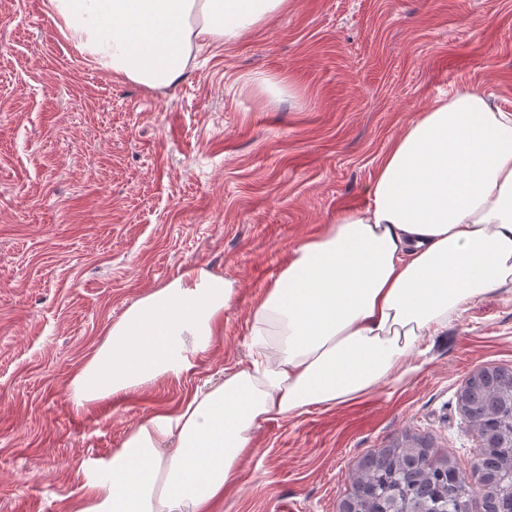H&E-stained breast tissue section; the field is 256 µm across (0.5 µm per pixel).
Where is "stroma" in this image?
Instances as JSON below:
<instances>
[{"label":"stroma","instance_id":"obj_1","mask_svg":"<svg viewBox=\"0 0 512 512\" xmlns=\"http://www.w3.org/2000/svg\"><path fill=\"white\" fill-rule=\"evenodd\" d=\"M512 110V0H291L149 90L80 56L43 0H0V512H68L79 466L248 359L297 243L365 208L381 158L441 95ZM234 281L196 367L76 409L71 379L135 301L199 270ZM359 400L263 424L218 512H342L369 455L421 437L469 472L467 379L512 369V287Z\"/></svg>","mask_w":512,"mask_h":512}]
</instances>
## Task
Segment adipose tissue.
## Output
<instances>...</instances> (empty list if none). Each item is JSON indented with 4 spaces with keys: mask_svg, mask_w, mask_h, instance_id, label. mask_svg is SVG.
<instances>
[{
    "mask_svg": "<svg viewBox=\"0 0 512 512\" xmlns=\"http://www.w3.org/2000/svg\"><path fill=\"white\" fill-rule=\"evenodd\" d=\"M288 0H47L97 66L157 90L201 43H233ZM361 211L300 242L253 312L247 363L160 408L94 469L71 512H217L256 429L404 378L405 359L465 306L512 285V112L462 87L411 121ZM233 281L206 271L137 300L72 380L76 407L195 368Z\"/></svg>",
    "mask_w": 512,
    "mask_h": 512,
    "instance_id": "adipose-tissue-1",
    "label": "adipose tissue"
}]
</instances>
